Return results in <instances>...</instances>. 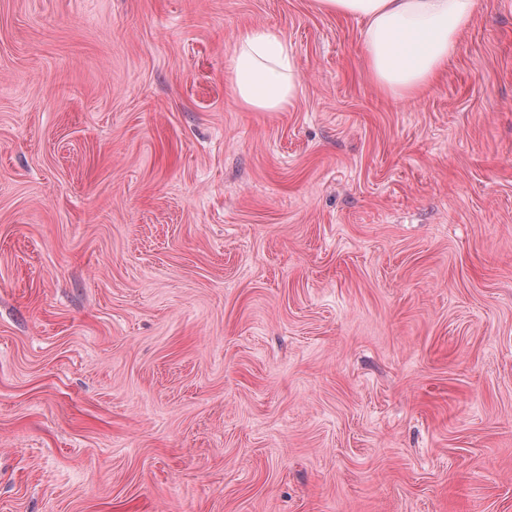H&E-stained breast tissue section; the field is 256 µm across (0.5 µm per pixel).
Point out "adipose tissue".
Here are the masks:
<instances>
[{
	"label": "adipose tissue",
	"mask_w": 512,
	"mask_h": 512,
	"mask_svg": "<svg viewBox=\"0 0 512 512\" xmlns=\"http://www.w3.org/2000/svg\"><path fill=\"white\" fill-rule=\"evenodd\" d=\"M328 14L364 19L367 63L376 84L405 98L428 87L470 26L476 0H314ZM236 102L252 112H281L299 92L293 53L277 31L241 29L226 74Z\"/></svg>",
	"instance_id": "ef3b65f1"
}]
</instances>
